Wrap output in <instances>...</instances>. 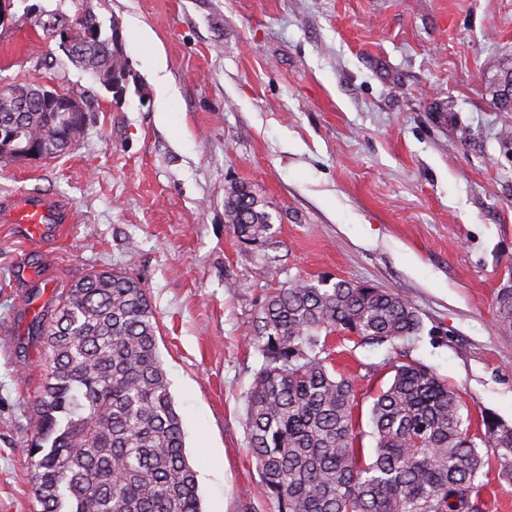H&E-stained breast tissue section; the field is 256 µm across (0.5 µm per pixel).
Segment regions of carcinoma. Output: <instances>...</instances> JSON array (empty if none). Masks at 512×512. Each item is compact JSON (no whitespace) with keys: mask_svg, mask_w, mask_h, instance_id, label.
Instances as JSON below:
<instances>
[{"mask_svg":"<svg viewBox=\"0 0 512 512\" xmlns=\"http://www.w3.org/2000/svg\"><path fill=\"white\" fill-rule=\"evenodd\" d=\"M98 23L77 12L44 28L62 38ZM109 41L104 31L70 59L96 81L128 66ZM14 87L24 111L0 92V131L40 139L51 158L70 150L42 87ZM224 212L241 243L268 241L270 214L252 191L229 187ZM496 326L512 333L511 287L497 292ZM420 327L412 304L369 284L299 279L266 295L244 427L278 512H485L490 480L512 488V426L484 413L471 431L455 390L419 362L393 365L372 395L366 457L355 384L335 369L329 337L393 344ZM157 333L146 289L118 270L85 276L36 321L47 373L27 451L39 512H200Z\"/></svg>","mask_w":512,"mask_h":512,"instance_id":"obj_1","label":"carcinoma"}]
</instances>
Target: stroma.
<instances>
[{"label": "stroma", "instance_id": "35a3bbf8", "mask_svg": "<svg viewBox=\"0 0 512 512\" xmlns=\"http://www.w3.org/2000/svg\"><path fill=\"white\" fill-rule=\"evenodd\" d=\"M119 22L124 101L44 25L76 9ZM0 85L84 93L72 149L0 164V512H35L27 445L46 374L32 334L58 292L118 269L146 288L203 512H278L247 454L250 343L269 289L325 276L399 293L421 332L334 338L336 368L386 385L416 360L472 419L512 425V334L494 321L512 280V0H13ZM162 60L168 102L156 88ZM262 199L272 243L241 244L231 184ZM57 199L72 228L12 223L20 191Z\"/></svg>", "mask_w": 512, "mask_h": 512}]
</instances>
